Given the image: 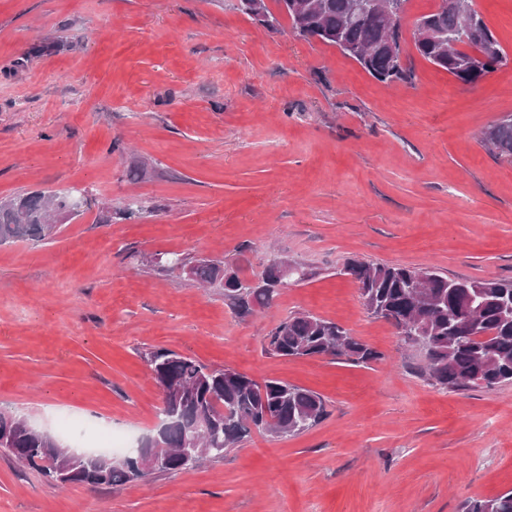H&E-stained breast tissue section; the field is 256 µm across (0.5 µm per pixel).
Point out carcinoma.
<instances>
[{
	"label": "carcinoma",
	"mask_w": 512,
	"mask_h": 512,
	"mask_svg": "<svg viewBox=\"0 0 512 512\" xmlns=\"http://www.w3.org/2000/svg\"><path fill=\"white\" fill-rule=\"evenodd\" d=\"M276 2L295 35L336 47L383 84L413 83V66L400 65L391 49V44L401 43V26L390 25L382 14L357 11L356 0H310L314 8L306 14L294 8L297 0ZM418 21L457 35L464 52L446 53L418 40L414 47L423 59L464 84H476L508 64L507 53L477 11L463 20L440 6ZM477 52L485 59L476 58ZM485 146L493 156L512 160V115L491 127ZM71 207V195L55 191H34L0 203V242L40 238L54 214L66 217ZM339 273L358 283L363 305L372 316L392 323L402 336H426L431 349L420 373L433 384L468 391L512 383V278H450L434 267L375 264L356 258L346 261ZM192 279L203 286L220 284L224 298L245 314L271 306L281 289L303 281L297 273L284 275L275 260L252 283L240 276L239 269L219 260L194 264ZM268 351L288 359L340 356L357 364L384 358L338 323L302 312L274 327ZM145 358L155 382L174 388L158 417L173 415L175 420L157 436L141 439L142 448L152 450L160 444L182 448L200 422L204 446L209 448L207 458L222 459L226 449L253 429L277 438L296 436L327 414L319 393L286 381L259 382L234 369L209 368L166 348L153 349ZM0 448L58 487H109L140 479L135 467L116 466L88 454L73 452L58 466L52 442L28 428L23 414L6 407H0ZM195 467L196 463L173 453L159 472L172 474ZM461 512H512V491L468 500Z\"/></svg>",
	"instance_id": "cac0c4a2"
}]
</instances>
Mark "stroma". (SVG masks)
<instances>
[{
    "instance_id": "stroma-1",
    "label": "stroma",
    "mask_w": 512,
    "mask_h": 512,
    "mask_svg": "<svg viewBox=\"0 0 512 512\" xmlns=\"http://www.w3.org/2000/svg\"><path fill=\"white\" fill-rule=\"evenodd\" d=\"M402 45L414 83L385 86L289 21L236 0H0V201L82 190L90 209L0 245V406L67 445L82 423L133 439L166 348L320 393L294 437L252 431L223 458L96 488L50 484L0 453V512H459L512 489V385L452 392L420 348L372 317L350 258L512 277V161L480 133L512 114V0H476L509 56L465 85ZM220 259L258 278L276 255L313 270L269 309L152 266ZM308 312L383 360L283 359L271 330Z\"/></svg>"
}]
</instances>
